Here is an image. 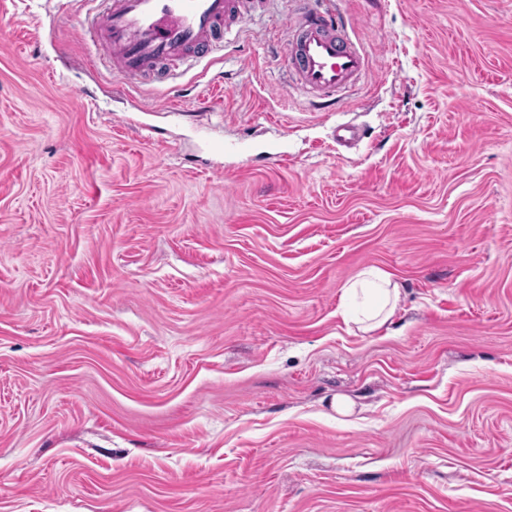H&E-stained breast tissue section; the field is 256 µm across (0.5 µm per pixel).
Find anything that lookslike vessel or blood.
Returning a JSON list of instances; mask_svg holds the SVG:
<instances>
[{"mask_svg":"<svg viewBox=\"0 0 512 512\" xmlns=\"http://www.w3.org/2000/svg\"><path fill=\"white\" fill-rule=\"evenodd\" d=\"M82 34L105 48L117 77L137 81L165 77L176 63L202 61L221 46L224 33L242 22L248 0H99ZM286 26V69L314 94L320 108L336 93L366 78L370 66L322 0H294Z\"/></svg>","mask_w":512,"mask_h":512,"instance_id":"vessel-or-blood-1","label":"vessel or blood"}]
</instances>
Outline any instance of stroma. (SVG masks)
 Wrapping results in <instances>:
<instances>
[{"instance_id": "1", "label": "stroma", "mask_w": 512, "mask_h": 512, "mask_svg": "<svg viewBox=\"0 0 512 512\" xmlns=\"http://www.w3.org/2000/svg\"><path fill=\"white\" fill-rule=\"evenodd\" d=\"M292 7L119 84L89 0H0V512H512V0H334L332 112ZM294 3L286 26L285 68L293 82L313 93L315 102L325 109L336 104V93L367 77L369 61L346 25L337 22L321 1ZM344 294L362 306L353 322L359 330L369 332L383 326L394 315L401 299V288L391 274L368 268L344 285Z\"/></svg>"}]
</instances>
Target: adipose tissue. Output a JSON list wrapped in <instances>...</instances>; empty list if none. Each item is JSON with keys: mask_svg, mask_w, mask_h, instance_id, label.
Returning a JSON list of instances; mask_svg holds the SVG:
<instances>
[{"mask_svg": "<svg viewBox=\"0 0 512 512\" xmlns=\"http://www.w3.org/2000/svg\"><path fill=\"white\" fill-rule=\"evenodd\" d=\"M344 293L359 302L362 310L354 322L369 332L383 326L394 315L401 299V288L391 274L377 268L360 271L344 286Z\"/></svg>", "mask_w": 512, "mask_h": 512, "instance_id": "1", "label": "adipose tissue"}]
</instances>
